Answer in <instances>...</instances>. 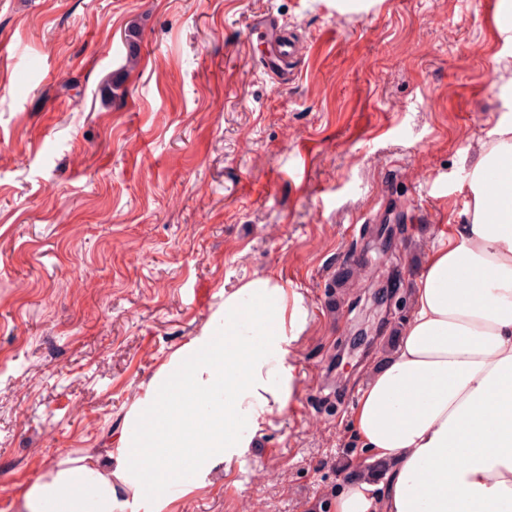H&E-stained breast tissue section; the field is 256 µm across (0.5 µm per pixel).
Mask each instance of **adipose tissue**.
Instances as JSON below:
<instances>
[{
    "instance_id": "adipose-tissue-1",
    "label": "adipose tissue",
    "mask_w": 512,
    "mask_h": 512,
    "mask_svg": "<svg viewBox=\"0 0 512 512\" xmlns=\"http://www.w3.org/2000/svg\"><path fill=\"white\" fill-rule=\"evenodd\" d=\"M489 136L468 176L466 221L429 251L412 313L349 418L387 470L379 482L344 480L332 512H512V122ZM305 323L301 296L274 277L226 293L221 328L205 327L152 379V424L134 404L122 447L60 455L18 512H124L121 490L163 512L170 487L191 492L248 446L246 428L287 407V347Z\"/></svg>"
}]
</instances>
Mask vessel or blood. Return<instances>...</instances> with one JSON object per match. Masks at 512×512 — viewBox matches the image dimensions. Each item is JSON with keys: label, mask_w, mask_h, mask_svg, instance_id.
<instances>
[{"label": "vessel or blood", "mask_w": 512, "mask_h": 512, "mask_svg": "<svg viewBox=\"0 0 512 512\" xmlns=\"http://www.w3.org/2000/svg\"><path fill=\"white\" fill-rule=\"evenodd\" d=\"M249 35L255 40L254 49L265 73L280 83H287L305 58L300 39L269 12L254 16Z\"/></svg>", "instance_id": "vessel-or-blood-1"}]
</instances>
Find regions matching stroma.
<instances>
[{
  "mask_svg": "<svg viewBox=\"0 0 512 512\" xmlns=\"http://www.w3.org/2000/svg\"><path fill=\"white\" fill-rule=\"evenodd\" d=\"M265 10L307 47L285 85L249 44ZM2 54L0 512L60 454L120 447L161 365L265 274L307 310L294 396L168 512H315L384 352L334 364L357 291L327 285L388 204L409 289L465 223L468 174L512 120L490 0H0Z\"/></svg>",
  "mask_w": 512,
  "mask_h": 512,
  "instance_id": "35a3bbf8",
  "label": "stroma"
}]
</instances>
